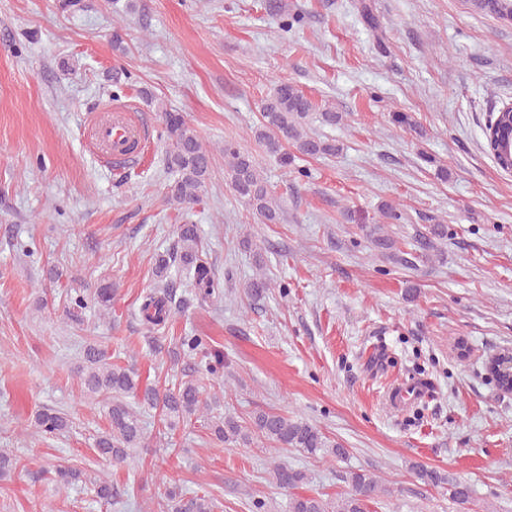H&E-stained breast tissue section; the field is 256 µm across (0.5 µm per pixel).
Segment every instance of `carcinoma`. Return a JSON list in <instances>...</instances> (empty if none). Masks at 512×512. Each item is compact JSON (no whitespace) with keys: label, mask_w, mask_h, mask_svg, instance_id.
<instances>
[{"label":"carcinoma","mask_w":512,"mask_h":512,"mask_svg":"<svg viewBox=\"0 0 512 512\" xmlns=\"http://www.w3.org/2000/svg\"><path fill=\"white\" fill-rule=\"evenodd\" d=\"M472 10L480 15L504 21L512 18V0H468ZM315 105L290 83L280 84L263 105L262 123L255 130L256 139L263 144L268 154L281 156L288 164V155L281 154L283 144L292 143L302 155L334 156L340 151L336 140L308 135L305 126L309 123ZM165 137L166 167L174 175L167 188V203L174 206L181 224L177 225V245L172 252L156 260L155 275L160 279L170 277V269L179 266L192 275L195 293L189 298L173 301L168 287L146 296L141 312L144 320L154 326L168 318L185 312L193 302H203L216 294L220 288L219 278L211 266L202 259V242L197 225L185 221L193 205L203 200L212 175L213 156L207 150L194 127L179 114L160 104ZM224 175L234 193L266 224H277L281 220L282 206L268 188L267 180L252 156L240 151L232 142L224 143ZM365 236L382 249L390 250L395 240L382 234V226H365ZM448 238V225L431 224L427 232L417 234L416 254L413 258L398 257L401 264L410 267L414 260L428 259L436 249V242ZM270 283L258 276L245 284V295L253 300L263 297ZM99 314L112 313V287L101 286L94 292ZM180 353L189 359L207 357V347L199 336H182ZM83 396L96 403H104L109 428L98 434L94 447L98 454L123 461L133 448L145 447L146 435L141 411L127 401L144 391V400L159 409V422L164 428L175 430L181 422L189 423L198 418L207 421L208 429L226 444L250 441V432L279 448H301L315 455L329 447L327 438L314 425L302 420L290 419L278 412L259 411L251 421L252 431H247L232 416L213 415L214 406L203 399V384L198 378L178 382L172 389L159 394L153 388H142L141 375L134 365L121 366L108 362L106 352L94 340H87L82 365L79 367ZM68 419L53 407H44L35 418V428L43 436L54 437L68 429ZM273 478L280 488L292 490L304 480V474L288 467L284 462L273 465ZM414 473L423 484L433 487L448 485L449 496L454 503L464 506L471 499L469 485L453 481L435 469L423 466L414 468ZM53 482L60 490L81 485L108 503L116 492L112 483L104 478L83 475L81 471L66 466L54 470ZM346 482L350 491L332 502L321 496L291 494L288 512H367L368 503L384 492L376 476L365 471L349 473ZM171 512H214L215 502L210 496L196 494L187 498L172 492Z\"/></svg>","instance_id":"1"}]
</instances>
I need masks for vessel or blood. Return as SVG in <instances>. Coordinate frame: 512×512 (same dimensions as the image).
I'll return each mask as SVG.
<instances>
[{
	"label": "vessel or blood",
	"instance_id": "1",
	"mask_svg": "<svg viewBox=\"0 0 512 512\" xmlns=\"http://www.w3.org/2000/svg\"><path fill=\"white\" fill-rule=\"evenodd\" d=\"M145 125L143 118L126 108L114 109L108 119L97 122L93 137L101 161L114 168L134 164L136 156L131 152L130 144L140 138Z\"/></svg>",
	"mask_w": 512,
	"mask_h": 512
}]
</instances>
